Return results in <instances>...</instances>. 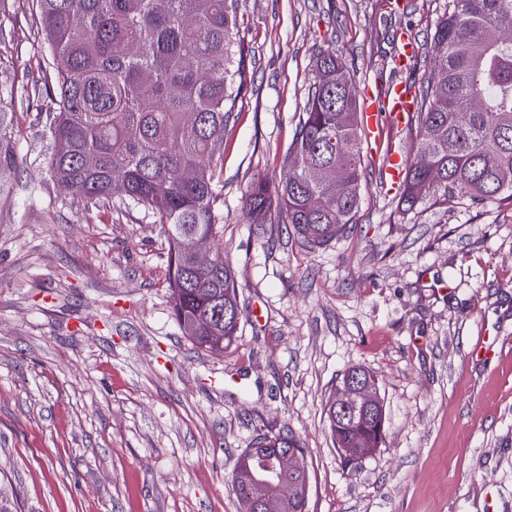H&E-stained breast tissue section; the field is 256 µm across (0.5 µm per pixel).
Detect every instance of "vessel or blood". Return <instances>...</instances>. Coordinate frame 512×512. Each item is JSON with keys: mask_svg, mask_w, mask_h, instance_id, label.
Here are the masks:
<instances>
[{"mask_svg": "<svg viewBox=\"0 0 512 512\" xmlns=\"http://www.w3.org/2000/svg\"><path fill=\"white\" fill-rule=\"evenodd\" d=\"M415 112V97L408 83L386 85L378 94L366 95L362 107V123L367 136L380 137L384 126L403 127ZM405 172V159L399 152H390L384 166V184L399 189Z\"/></svg>", "mask_w": 512, "mask_h": 512, "instance_id": "obj_1", "label": "vessel or blood"}]
</instances>
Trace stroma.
Wrapping results in <instances>:
<instances>
[{"label":"stroma","mask_w":512,"mask_h":512,"mask_svg":"<svg viewBox=\"0 0 512 512\" xmlns=\"http://www.w3.org/2000/svg\"><path fill=\"white\" fill-rule=\"evenodd\" d=\"M448 0H243L251 81L224 131V229L242 319L222 353L177 324L167 241L143 208L63 194L41 107L0 101L15 162L0 167V498L15 512H239L231 476L264 434L306 450L308 512H512V202L427 196L403 211L381 186L390 148L364 144L350 233L310 250L250 223L242 194L279 181L315 51L336 48L358 89L424 82ZM0 72L44 88L32 0H0ZM420 48L395 69L400 34ZM501 353L471 350L479 331ZM375 378L385 442L358 471L326 403L351 367Z\"/></svg>","instance_id":"obj_1"}]
</instances>
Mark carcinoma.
Returning a JSON list of instances; mask_svg holds the SVG:
<instances>
[{
	"label": "carcinoma",
	"instance_id": "cac0c4a2",
	"mask_svg": "<svg viewBox=\"0 0 512 512\" xmlns=\"http://www.w3.org/2000/svg\"><path fill=\"white\" fill-rule=\"evenodd\" d=\"M242 0H35L54 84L49 125L50 172L67 193L87 201L131 202L167 233L168 288L183 334L220 353L235 340L241 317L233 270L224 257L200 268L181 238L217 237L224 127L247 84L254 51L239 35ZM442 46L418 90L416 138L407 152L401 203L465 195L512 201V0H450L435 25ZM361 104L346 58L314 55L312 80L289 150L288 180L257 176L242 196L253 223L277 212L310 249L352 228L364 171ZM426 154L431 166H416ZM94 163L86 164L87 157ZM222 336L218 345L210 340ZM336 451L360 467L381 447L383 405L336 418L326 405ZM305 449L292 435L264 436L246 449L232 474L242 512H306L307 498H282L256 454Z\"/></svg>",
	"mask_w": 512,
	"mask_h": 512
}]
</instances>
